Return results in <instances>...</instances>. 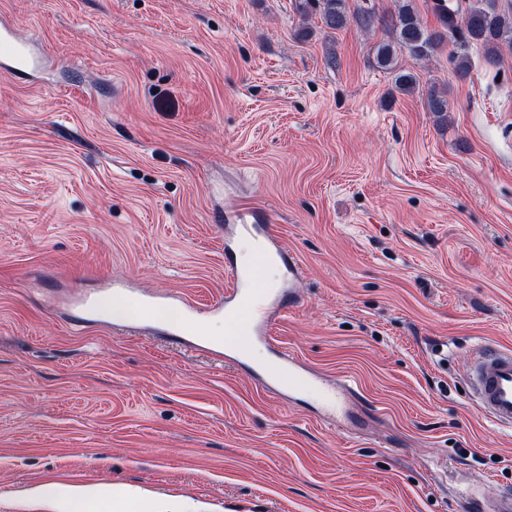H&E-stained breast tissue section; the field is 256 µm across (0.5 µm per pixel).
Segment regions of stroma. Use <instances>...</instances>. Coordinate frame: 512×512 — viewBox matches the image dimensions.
<instances>
[{
  "mask_svg": "<svg viewBox=\"0 0 512 512\" xmlns=\"http://www.w3.org/2000/svg\"><path fill=\"white\" fill-rule=\"evenodd\" d=\"M305 0H0L44 51L0 72V512H53L47 481L122 484L186 512H467L512 494V428L465 379L512 349V50L375 62ZM336 64H329L328 54ZM449 110L427 109L430 84ZM260 207L275 345L229 360L71 306L118 281L194 304L230 284L227 216ZM359 393L356 423L264 389L283 354Z\"/></svg>",
  "mask_w": 512,
  "mask_h": 512,
  "instance_id": "1",
  "label": "stroma"
}]
</instances>
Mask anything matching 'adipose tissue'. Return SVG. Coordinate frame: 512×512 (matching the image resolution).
<instances>
[{
	"label": "adipose tissue",
	"mask_w": 512,
	"mask_h": 512,
	"mask_svg": "<svg viewBox=\"0 0 512 512\" xmlns=\"http://www.w3.org/2000/svg\"><path fill=\"white\" fill-rule=\"evenodd\" d=\"M31 493L49 499L54 512H184L180 502L136 495L121 485L54 482Z\"/></svg>",
	"instance_id": "obj_1"
}]
</instances>
